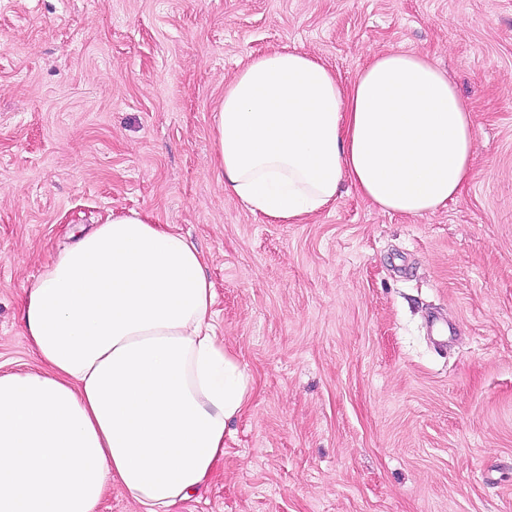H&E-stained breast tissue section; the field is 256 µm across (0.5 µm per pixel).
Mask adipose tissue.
Listing matches in <instances>:
<instances>
[{"label": "adipose tissue", "mask_w": 512, "mask_h": 512, "mask_svg": "<svg viewBox=\"0 0 512 512\" xmlns=\"http://www.w3.org/2000/svg\"><path fill=\"white\" fill-rule=\"evenodd\" d=\"M215 129L225 192L286 224L346 185L385 212L431 213L473 176L471 109L411 51L372 56L347 85L303 53L254 57ZM204 265L135 210L45 264L22 306L41 367L0 370V512H98L115 483L169 512L207 482L251 387L216 334Z\"/></svg>", "instance_id": "obj_1"}]
</instances>
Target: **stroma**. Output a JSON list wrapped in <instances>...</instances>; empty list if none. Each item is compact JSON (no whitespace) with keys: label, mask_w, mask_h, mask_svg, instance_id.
Segmentation results:
<instances>
[{"label":"stroma","mask_w":512,"mask_h":512,"mask_svg":"<svg viewBox=\"0 0 512 512\" xmlns=\"http://www.w3.org/2000/svg\"><path fill=\"white\" fill-rule=\"evenodd\" d=\"M295 49L342 82L422 53L474 110V177L422 216L351 186L299 224L227 195L224 81ZM130 209L206 257L251 378L171 512H512V0H0V363L75 234Z\"/></svg>","instance_id":"1"}]
</instances>
